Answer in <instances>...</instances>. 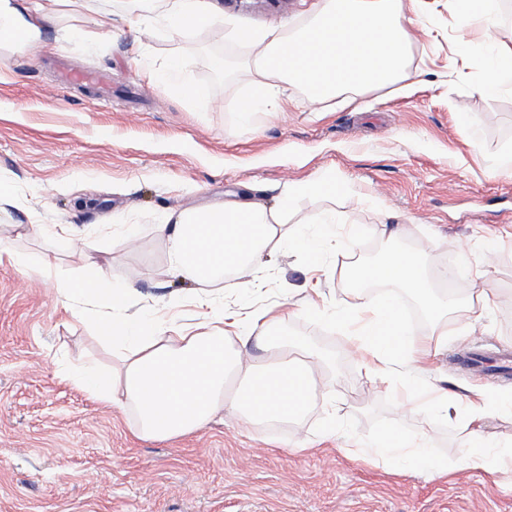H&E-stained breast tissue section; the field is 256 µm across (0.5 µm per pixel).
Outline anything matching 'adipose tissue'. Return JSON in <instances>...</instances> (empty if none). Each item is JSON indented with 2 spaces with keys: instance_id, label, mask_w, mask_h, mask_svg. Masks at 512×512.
I'll list each match as a JSON object with an SVG mask.
<instances>
[{
  "instance_id": "obj_1",
  "label": "adipose tissue",
  "mask_w": 512,
  "mask_h": 512,
  "mask_svg": "<svg viewBox=\"0 0 512 512\" xmlns=\"http://www.w3.org/2000/svg\"><path fill=\"white\" fill-rule=\"evenodd\" d=\"M99 0H0V41H11L35 51L48 31L58 41H70L74 32L59 26L62 8L82 14H100ZM125 23L139 35L164 29L188 33L196 29L226 28L228 36L245 43L251 54L243 63L251 77V96L236 109L241 124L258 111L282 108L283 87L300 88L310 103L339 97L354 99L389 86L406 87L412 77L409 49L421 30L409 13L408 0H317L306 25L285 31L277 28L240 29L226 26L207 0H115ZM459 37L457 53L475 70V90L483 95H512V43L494 38L500 22V0H453ZM486 37L471 39L473 29ZM350 189L329 174L279 187L271 205L248 199L201 213L182 211L174 222L156 230L163 238L171 267L184 278L206 283L227 271H266L272 260L298 246L311 263L335 241V210L307 220L304 227L289 224L296 201L304 195L328 198L350 196ZM15 267L54 279L66 296L91 295L98 306L121 311L127 293L106 275L74 283L58 277L52 260L33 259L12 250L0 239V257ZM360 283L381 281L408 293L431 318L448 310L475 307L473 299L458 301L438 295L421 254L389 248L367 266L346 272ZM278 321L261 310L247 318L228 313L220 328L203 327L188 333L152 317L111 319L100 327L122 362L109 381L85 365L67 375L99 401L121 410L133 409V433L145 440L184 437L199 430L213 414L226 411L239 423H285L305 410L316 381L313 368L321 361L309 352L306 362L291 359L288 338L270 336ZM339 334L352 337L358 357L370 372L384 377L402 358L423 350L424 338L406 320L396 300L386 296L359 300L336 313ZM261 349L251 357L249 344ZM467 438L452 459L428 452L424 432L392 431L356 444L352 457L403 469H420L440 476L451 471H482L493 475L512 469V442L494 441L484 432L491 413L512 415V393L493 399L462 401Z\"/></svg>"
}]
</instances>
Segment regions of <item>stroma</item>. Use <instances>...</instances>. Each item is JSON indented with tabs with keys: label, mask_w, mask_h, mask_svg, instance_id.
I'll list each match as a JSON object with an SVG mask.
<instances>
[{
	"label": "stroma",
	"mask_w": 512,
	"mask_h": 512,
	"mask_svg": "<svg viewBox=\"0 0 512 512\" xmlns=\"http://www.w3.org/2000/svg\"><path fill=\"white\" fill-rule=\"evenodd\" d=\"M315 2L239 0L224 13L242 27H277L305 21ZM411 8L429 32L411 46L407 90L306 112L295 105L302 91L290 85L287 111L258 114L248 126L230 106L248 95L239 64L249 49L228 38L213 43L210 30L162 31L141 43L120 22L107 35L75 14L64 20L81 33L71 42L48 39L34 55L0 43V183L12 191L0 225L18 250L50 257L68 278L97 266L129 284L125 319L188 328L217 313L291 310L274 334L324 359L294 421L244 426L221 413L193 435L142 440L131 431L133 411L104 405L64 374L92 361L106 376L117 363L92 298L64 296L0 264V512H512V472L433 477L346 454L359 440L399 430L429 433L432 453L456 455L460 418L399 410L395 383L405 377L473 400L512 392V372L494 369L512 360V174L489 167L512 148V96L472 91L474 70L454 51L450 0H413ZM175 54L189 62L193 96L148 82L140 67L146 60L161 68ZM216 55L235 70L216 74ZM85 73L93 82L82 81ZM327 171L377 204L298 201L299 220L336 211L341 245L324 250L320 264L279 258L262 289L218 288L208 305L197 285L170 270L156 231L167 212L244 195L268 205L278 185ZM59 224L82 249L49 236ZM376 224L405 232L390 242L373 234ZM391 243L425 251L431 268L484 290L488 307L443 319L425 352L385 382L349 358L351 340L324 313L359 295L406 305L394 285L357 292L338 272L342 258L366 265ZM491 251L497 263H488Z\"/></svg>",
	"instance_id": "35a3bbf8"
}]
</instances>
